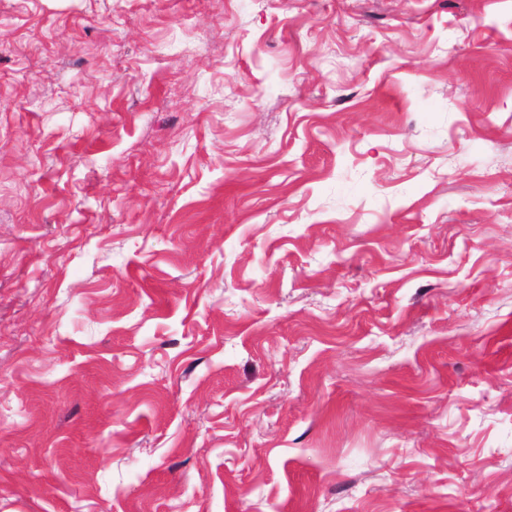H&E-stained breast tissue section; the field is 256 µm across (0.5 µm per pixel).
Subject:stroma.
Returning <instances> with one entry per match:
<instances>
[{
  "label": "stroma",
  "instance_id": "stroma-1",
  "mask_svg": "<svg viewBox=\"0 0 512 512\" xmlns=\"http://www.w3.org/2000/svg\"><path fill=\"white\" fill-rule=\"evenodd\" d=\"M0 512H512V0H0Z\"/></svg>",
  "mask_w": 512,
  "mask_h": 512
}]
</instances>
